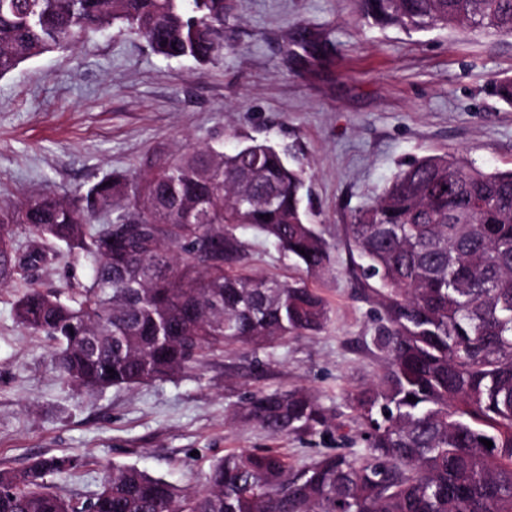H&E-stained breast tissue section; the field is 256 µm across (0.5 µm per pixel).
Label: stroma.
I'll return each instance as SVG.
<instances>
[{"instance_id": "stroma-1", "label": "stroma", "mask_w": 512, "mask_h": 512, "mask_svg": "<svg viewBox=\"0 0 512 512\" xmlns=\"http://www.w3.org/2000/svg\"><path fill=\"white\" fill-rule=\"evenodd\" d=\"M222 61L166 60L120 28L22 63L0 79V198L73 194L152 149L202 147L233 133L296 149L311 220L333 247L334 271L314 286L330 320L255 362L244 347L177 378L80 394L54 368V342L23 329L22 282L0 285V465L38 455L84 464L55 479L75 501L106 471L133 465L175 486L200 484L224 455L280 448L296 467L358 451L363 428L345 405L376 380L377 308L349 273L343 226L399 167L445 151L488 171L512 168V36L486 30L407 32L373 25L353 0H230ZM246 266L285 280L300 272L256 236ZM305 388L330 408L328 433L272 439L232 413L256 388Z\"/></svg>"}]
</instances>
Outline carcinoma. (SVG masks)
I'll return each mask as SVG.
<instances>
[{
    "instance_id": "carcinoma-1",
    "label": "carcinoma",
    "mask_w": 512,
    "mask_h": 512,
    "mask_svg": "<svg viewBox=\"0 0 512 512\" xmlns=\"http://www.w3.org/2000/svg\"><path fill=\"white\" fill-rule=\"evenodd\" d=\"M355 5L381 26L512 35V0ZM228 14L227 0H0V78L114 26L165 59L213 65ZM233 138L230 153L220 138L149 151L138 172L73 195L0 202L1 285L55 264L62 245L87 263L66 297L31 285L15 305L23 327L54 342L56 369L75 388L173 379L227 348L267 352L329 320L308 279L332 270V247L307 222L303 169L286 148ZM246 228L306 277L247 272ZM345 234L360 294L382 312L371 337L382 374L346 396L365 421L363 450L300 468L274 448L233 452L200 491L116 465L79 510L47 478L81 459L39 455L0 468V512H512V170L451 153L415 159L354 211ZM234 416L274 438L333 420L303 388L257 390Z\"/></svg>"
}]
</instances>
